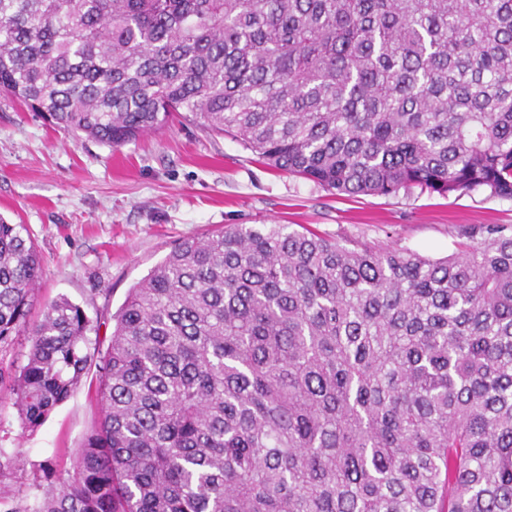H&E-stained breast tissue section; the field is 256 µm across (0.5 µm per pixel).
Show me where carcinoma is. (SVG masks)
Here are the masks:
<instances>
[{"instance_id": "carcinoma-1", "label": "carcinoma", "mask_w": 512, "mask_h": 512, "mask_svg": "<svg viewBox=\"0 0 512 512\" xmlns=\"http://www.w3.org/2000/svg\"><path fill=\"white\" fill-rule=\"evenodd\" d=\"M0 95L119 147L179 117L337 195L512 198V0H0ZM433 259L288 224L186 237L107 345L0 218V367L73 471L3 512H512V224ZM29 344L24 336H19L13 345H10L6 352L0 353V365L8 367L12 366L13 369H19L26 363ZM2 359V360H1Z\"/></svg>"}]
</instances>
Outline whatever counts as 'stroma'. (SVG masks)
<instances>
[{
  "label": "stroma",
  "mask_w": 512,
  "mask_h": 512,
  "mask_svg": "<svg viewBox=\"0 0 512 512\" xmlns=\"http://www.w3.org/2000/svg\"><path fill=\"white\" fill-rule=\"evenodd\" d=\"M0 216L27 225L42 260L32 317L59 297L80 305L101 342L129 288L182 238L227 224H297L339 241L407 246L440 258L460 227L512 224V199L483 192L439 197L331 194L270 168L229 135L188 123L113 149L77 139L0 98ZM94 376L36 430L0 399V448L19 470L0 495L30 494L39 469L71 472L100 418Z\"/></svg>",
  "instance_id": "obj_1"
}]
</instances>
